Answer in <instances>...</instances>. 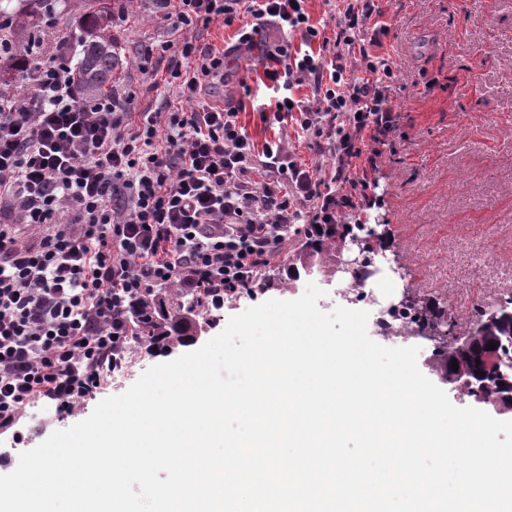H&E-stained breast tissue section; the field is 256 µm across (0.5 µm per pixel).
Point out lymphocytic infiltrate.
Here are the masks:
<instances>
[{"label":"lymphocytic infiltrate","instance_id":"lymphocytic-infiltrate-1","mask_svg":"<svg viewBox=\"0 0 512 512\" xmlns=\"http://www.w3.org/2000/svg\"><path fill=\"white\" fill-rule=\"evenodd\" d=\"M152 2L166 38L142 48L139 69L176 106L139 112L116 91L77 100L62 53L16 63L30 92L0 97V434L18 444L27 405L67 413L101 388L155 289L220 306L225 288L250 287L279 258L293 225L358 211L400 125L389 0H326L317 21L308 0ZM216 21L241 46L272 27L299 33L265 46L254 110L334 157L331 177L286 161L278 140L256 145L238 107L212 102L226 79L223 53L203 40ZM255 172L270 177L258 189Z\"/></svg>","mask_w":512,"mask_h":512}]
</instances>
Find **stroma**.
<instances>
[{
	"label": "stroma",
	"instance_id": "35a3bbf8",
	"mask_svg": "<svg viewBox=\"0 0 512 512\" xmlns=\"http://www.w3.org/2000/svg\"><path fill=\"white\" fill-rule=\"evenodd\" d=\"M106 3L111 11L128 12L127 21L115 22L112 30L120 59L116 89L135 91L138 107H164L165 96L138 71L141 48L163 35L147 0ZM54 6L53 25L38 14L26 25L11 26L8 37L14 50L31 48L44 59L62 45L71 61H78L85 2L55 0ZM389 20L402 81L435 77L441 86L402 93L401 125L369 176L374 204L346 221L383 224L387 269L372 283L379 304L371 317H378L379 305L407 296L443 310L453 339L472 302L492 310L498 305L492 289L512 290V0H390ZM262 53L258 46L228 56V78L215 94L217 103L243 105L242 121L259 141L269 133L250 111L251 99L238 79ZM304 241V235L294 236L288 257L267 268L272 283L266 290L249 299L225 296L223 306L212 309L213 322L202 337L168 350L133 343L130 355L146 368L173 360L201 347L249 307L300 297L308 278H293L289 256ZM124 390L121 384L104 385L68 415L49 403L28 405L21 419L24 443L0 435V452L8 455L0 475L16 468L20 453L86 419L97 402Z\"/></svg>",
	"mask_w": 512,
	"mask_h": 512
}]
</instances>
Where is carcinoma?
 Masks as SVG:
<instances>
[{"label":"carcinoma","mask_w":512,"mask_h":512,"mask_svg":"<svg viewBox=\"0 0 512 512\" xmlns=\"http://www.w3.org/2000/svg\"><path fill=\"white\" fill-rule=\"evenodd\" d=\"M80 43L78 71L84 93L91 98L107 91L112 83V72L118 64V58L112 51V35L108 33L107 16L104 12L91 7L84 14V36ZM336 249V228L328 225L320 228L312 224L296 261L304 270L310 266L320 271L329 270L336 266ZM299 269L293 268L294 274H299ZM407 307L415 312V324L418 328L441 318V311L434 307H420L414 302L407 304ZM203 315H210V307L205 300L187 299L183 294L173 296L159 292L152 299L148 311L134 312L133 339L149 346L164 342L169 345L183 344L196 327L198 318ZM474 332L478 333V347L443 351L438 355V362L445 367V375L451 383H459L474 374H482L481 391L484 401L492 405L494 398L512 392V385H499V380L482 362V353L487 350L489 343H495L504 336H512V317L489 322L485 315L480 314L470 319L464 329L467 336ZM453 360L458 363L456 371L451 368Z\"/></svg>","instance_id":"cac0c4a2"}]
</instances>
